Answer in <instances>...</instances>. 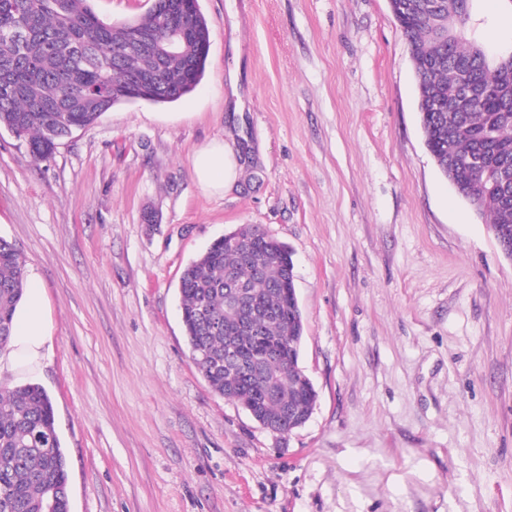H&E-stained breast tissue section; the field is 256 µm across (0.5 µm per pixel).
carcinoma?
<instances>
[{"label":"carcinoma","mask_w":512,"mask_h":512,"mask_svg":"<svg viewBox=\"0 0 512 512\" xmlns=\"http://www.w3.org/2000/svg\"><path fill=\"white\" fill-rule=\"evenodd\" d=\"M92 2L0 0V128L24 139L38 161L113 106L133 98L174 103L205 76L211 30L198 0H152L143 15L121 23L101 19ZM475 2L402 0L395 19L410 47L429 151L451 173L456 192L490 216L491 233L512 243V81L493 73L512 60V47L491 54L470 35ZM174 33L179 54L161 56V43ZM465 76L493 80V95L464 99ZM235 235L252 240V250L228 249L220 237L183 270L180 311L192 359L215 393L236 402L252 397L253 386L224 367V348L292 338L293 358L275 367L273 396L260 415L277 419L293 409L305 416L317 394L301 381L298 365L304 319L288 301L296 294L292 253L257 227ZM23 270L20 251L0 237V349L12 337ZM226 272L247 284L254 306L267 313L250 328L224 315ZM0 512H70L53 402L37 383L0 388Z\"/></svg>","instance_id":"cac0c4a2"}]
</instances>
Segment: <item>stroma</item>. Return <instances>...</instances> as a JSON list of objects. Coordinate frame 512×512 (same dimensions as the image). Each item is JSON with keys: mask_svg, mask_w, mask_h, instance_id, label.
<instances>
[{"mask_svg": "<svg viewBox=\"0 0 512 512\" xmlns=\"http://www.w3.org/2000/svg\"><path fill=\"white\" fill-rule=\"evenodd\" d=\"M206 74L34 161L0 129V237L44 290L70 512H512V260L428 152L387 0H200ZM244 169L203 192L195 151ZM258 226L293 253L317 402L279 435L215 394L187 263Z\"/></svg>", "mask_w": 512, "mask_h": 512, "instance_id": "stroma-1", "label": "stroma"}]
</instances>
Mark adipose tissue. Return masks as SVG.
I'll return each instance as SVG.
<instances>
[{
  "instance_id": "1",
  "label": "adipose tissue",
  "mask_w": 512,
  "mask_h": 512,
  "mask_svg": "<svg viewBox=\"0 0 512 512\" xmlns=\"http://www.w3.org/2000/svg\"><path fill=\"white\" fill-rule=\"evenodd\" d=\"M239 161L223 140L199 149L193 159L198 186L211 194H223L236 183ZM51 337L47 333L42 288L31 280L23 305L15 314V329L9 345L0 350V382L41 371L49 356Z\"/></svg>"
}]
</instances>
